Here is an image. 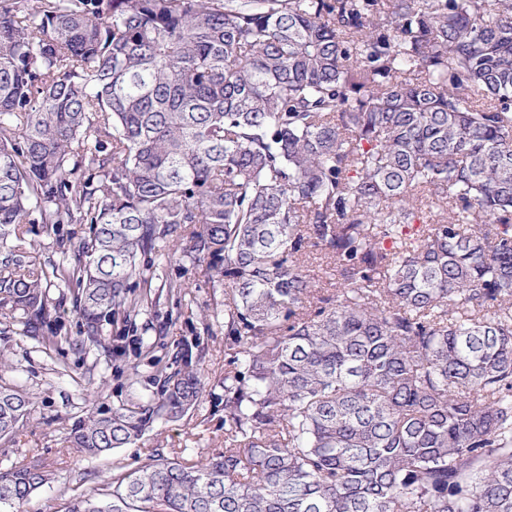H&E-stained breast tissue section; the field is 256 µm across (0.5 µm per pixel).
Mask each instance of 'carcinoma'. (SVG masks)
I'll return each mask as SVG.
<instances>
[{
	"mask_svg": "<svg viewBox=\"0 0 512 512\" xmlns=\"http://www.w3.org/2000/svg\"><path fill=\"white\" fill-rule=\"evenodd\" d=\"M28 224L89 236L46 266ZM155 256L225 287L224 394L188 357L71 446L207 394L224 452L65 512H512V0H0V316L67 342L70 288L109 353ZM29 406L0 386V438ZM48 482L0 470V509ZM317 259H312L308 264H305L306 271L313 278L315 288L324 291L334 290L335 277L332 276L330 270L326 269L325 260L320 259L319 255H316ZM51 296L53 298L52 314L57 316L64 326L62 335L66 334L72 340L81 338L78 335L81 319L76 310L72 294L67 289L52 288Z\"/></svg>",
	"mask_w": 512,
	"mask_h": 512,
	"instance_id": "1",
	"label": "carcinoma"
}]
</instances>
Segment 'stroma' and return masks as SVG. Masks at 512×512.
Masks as SVG:
<instances>
[{
  "instance_id": "1",
  "label": "stroma",
  "mask_w": 512,
  "mask_h": 512,
  "mask_svg": "<svg viewBox=\"0 0 512 512\" xmlns=\"http://www.w3.org/2000/svg\"><path fill=\"white\" fill-rule=\"evenodd\" d=\"M88 233L84 224H67L62 235L41 224L29 227L28 237L39 245V259L59 263ZM185 296L161 295L159 301L133 319L106 326V336L140 338L156 355L174 363L184 348L203 367L212 389L224 380L228 349L224 339V290L213 287L205 267L185 275ZM54 314L64 326L67 342L46 347L32 336L21 314L0 320V386L15 387L32 401L31 414L9 437L0 439V468L37 464L46 470L48 484L26 504V512H61L80 493H108L112 476L138 468L162 454L200 460L224 449V408L211 397L180 420L156 423L133 443L110 453L79 456L67 443L72 426L90 408L112 412L155 396L154 370L135 348L125 355L106 357L97 347L73 346L81 325L71 293L51 291Z\"/></svg>"
}]
</instances>
